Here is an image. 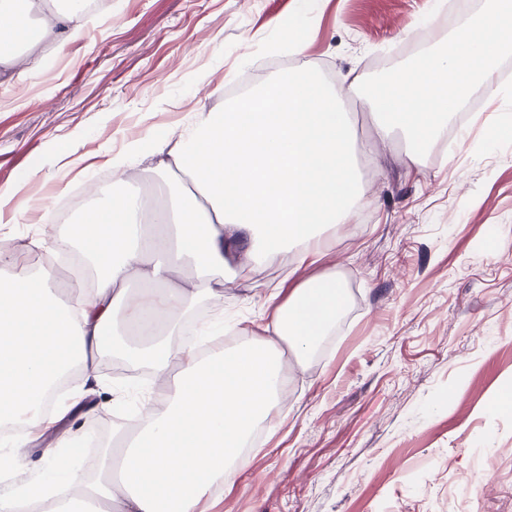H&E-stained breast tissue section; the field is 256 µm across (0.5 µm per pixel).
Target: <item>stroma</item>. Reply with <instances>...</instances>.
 <instances>
[{
	"label": "stroma",
	"mask_w": 512,
	"mask_h": 512,
	"mask_svg": "<svg viewBox=\"0 0 512 512\" xmlns=\"http://www.w3.org/2000/svg\"><path fill=\"white\" fill-rule=\"evenodd\" d=\"M110 0L75 35L0 87V273L12 256L56 264L38 240L69 234L45 207L74 193L92 202L111 179L105 160L127 140L173 135L195 111L217 110L297 62L286 35L305 26L306 59L327 82H371L447 42L462 16L494 0ZM458 141L457 124L407 168L399 140L375 139L365 106L347 98L364 186L361 221L328 233L316 265L290 272L279 255L228 284L231 341L258 333L268 283L281 295L335 273L345 304L306 362L289 361L288 411L257 431L232 484L205 512H512V139L487 131L512 101L488 100ZM85 411L61 422L69 460L99 474L100 447L123 411L147 399L101 365ZM123 411L105 409L113 387ZM43 442L0 444V490L45 474Z\"/></svg>",
	"instance_id": "1"
}]
</instances>
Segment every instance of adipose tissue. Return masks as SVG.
I'll return each mask as SVG.
<instances>
[{
    "label": "adipose tissue",
    "mask_w": 512,
    "mask_h": 512,
    "mask_svg": "<svg viewBox=\"0 0 512 512\" xmlns=\"http://www.w3.org/2000/svg\"><path fill=\"white\" fill-rule=\"evenodd\" d=\"M82 18L69 0H0V85L16 80L20 61L46 41L60 45ZM512 50V0H497L478 19H463L448 43L386 78L353 84L386 141L402 136L410 166L447 136L449 119L474 89L497 97L494 61ZM342 95L299 61L291 70L226 103L199 112L176 139L130 140L108 165L117 190L84 210L65 247L83 250L95 276L76 304L55 296L52 268L30 270L20 258L0 278V426L39 440L97 387L111 349L146 366L159 387L139 423L107 448L105 477L85 482L60 454L66 432L45 448L50 474L73 495L38 487L44 512H203L211 491L229 484L247 459L255 429L286 411L282 355L310 354L335 323L345 295L332 274L301 281L286 300L270 294L256 338L218 343L223 322L183 339L187 313L203 300L224 303L225 284L294 249L298 266L318 263L321 229L352 224L363 194L351 156V123ZM147 165L164 178L162 207L121 190L127 168ZM246 262L229 266L238 242ZM190 272L189 285L172 280ZM81 383L46 412L54 385L69 373Z\"/></svg>",
    "instance_id": "ef3b65f1"
}]
</instances>
